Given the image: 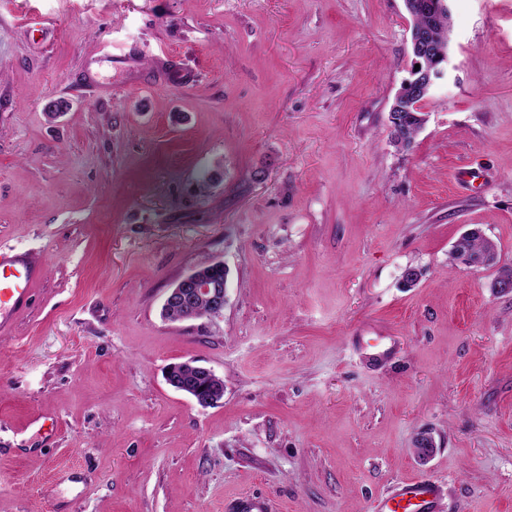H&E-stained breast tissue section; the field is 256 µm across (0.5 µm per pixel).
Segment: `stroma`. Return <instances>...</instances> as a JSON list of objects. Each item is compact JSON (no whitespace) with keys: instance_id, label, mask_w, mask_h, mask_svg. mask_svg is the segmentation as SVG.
I'll return each mask as SVG.
<instances>
[{"instance_id":"stroma-1","label":"stroma","mask_w":512,"mask_h":512,"mask_svg":"<svg viewBox=\"0 0 512 512\" xmlns=\"http://www.w3.org/2000/svg\"><path fill=\"white\" fill-rule=\"evenodd\" d=\"M447 4L400 150L404 0H0V249L44 268L0 333V512H368L416 476L512 512V292L448 264L477 224L512 267V0ZM216 262L223 314L164 319ZM185 361L220 404L166 382ZM427 114L421 110H397L389 112L391 142L402 148H408L427 122ZM197 369L204 371L206 374L200 375V378H205L207 380L204 387H199L196 384L179 385V387H175L179 384V382L177 381L176 377L173 376V367L168 368L166 371V381L175 389L190 395L197 405L204 408L213 406L219 402L217 400L219 395H222V397L224 396V380L215 374L211 369L206 367Z\"/></svg>"}]
</instances>
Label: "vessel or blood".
<instances>
[{
  "label": "vessel or blood",
  "instance_id": "obj_1",
  "mask_svg": "<svg viewBox=\"0 0 512 512\" xmlns=\"http://www.w3.org/2000/svg\"><path fill=\"white\" fill-rule=\"evenodd\" d=\"M42 273L27 254L0 249V329L9 328L28 302ZM439 485L427 478L398 480L371 506V512H439Z\"/></svg>",
  "mask_w": 512,
  "mask_h": 512
}]
</instances>
